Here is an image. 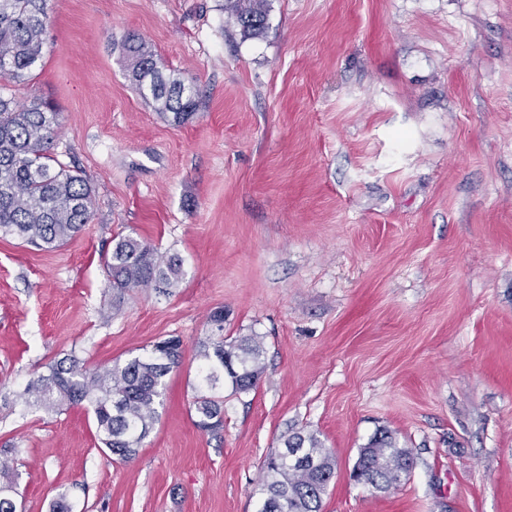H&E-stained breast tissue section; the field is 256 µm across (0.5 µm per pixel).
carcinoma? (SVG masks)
Instances as JSON below:
<instances>
[{
  "label": "carcinoma",
  "instance_id": "carcinoma-1",
  "mask_svg": "<svg viewBox=\"0 0 512 512\" xmlns=\"http://www.w3.org/2000/svg\"><path fill=\"white\" fill-rule=\"evenodd\" d=\"M224 10L245 38L258 37L267 28L268 0H225ZM48 20L47 0H0V236L54 249L89 223L93 190L51 152L58 113L41 99L19 107L9 94V84L24 80L40 61ZM121 47L139 94L155 111L172 114L174 122L188 120L198 107L193 82L164 74L138 36H126ZM104 264L112 288L120 292L152 288L167 293L183 277L179 256H161L151 244L130 235L112 240ZM210 322L217 334L200 344L199 389L193 405L196 426L212 431L224 424V388L230 387L234 395L251 391L265 365L258 337L224 335V310L212 312ZM182 354L181 341L167 338L154 343L149 353L110 367L89 369L70 355L57 361L49 374L34 378L28 391L48 410L90 404L101 442L125 461L151 431L166 378L181 365ZM413 466L411 451L381 431L360 449L354 477L386 490ZM335 467L316 434L293 433L284 440L283 451L266 460L259 512H320Z\"/></svg>",
  "mask_w": 512,
  "mask_h": 512
}]
</instances>
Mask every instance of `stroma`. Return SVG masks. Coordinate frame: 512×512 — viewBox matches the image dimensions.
<instances>
[{"label": "stroma", "mask_w": 512, "mask_h": 512, "mask_svg": "<svg viewBox=\"0 0 512 512\" xmlns=\"http://www.w3.org/2000/svg\"><path fill=\"white\" fill-rule=\"evenodd\" d=\"M242 38L224 0H48L41 62L11 85L58 112L53 153L93 215L67 245L0 238V486L18 512H258L292 432L336 460L322 512H512V0H269ZM192 76L163 117L120 43ZM134 234L183 260L178 288L117 293L103 255ZM265 370L196 427L215 309ZM180 338L133 459L87 405L27 393L67 355L97 368ZM380 431L415 464L354 480Z\"/></svg>", "instance_id": "stroma-1"}]
</instances>
